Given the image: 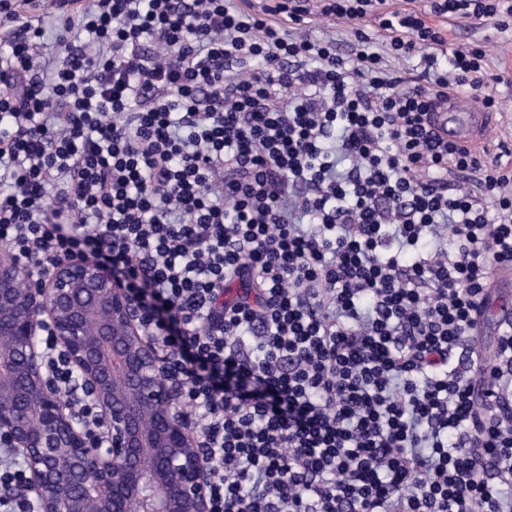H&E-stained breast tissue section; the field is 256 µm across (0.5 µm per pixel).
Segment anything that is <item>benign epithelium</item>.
<instances>
[{"label":"benign epithelium","mask_w":512,"mask_h":512,"mask_svg":"<svg viewBox=\"0 0 512 512\" xmlns=\"http://www.w3.org/2000/svg\"><path fill=\"white\" fill-rule=\"evenodd\" d=\"M48 329L104 416L98 443L47 379ZM0 435L24 458L40 512H211L210 470L157 347L94 261L36 279L0 248Z\"/></svg>","instance_id":"obj_1"}]
</instances>
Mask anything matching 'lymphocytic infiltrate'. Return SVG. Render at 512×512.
I'll return each instance as SVG.
<instances>
[{"instance_id": "1", "label": "lymphocytic infiltrate", "mask_w": 512, "mask_h": 512, "mask_svg": "<svg viewBox=\"0 0 512 512\" xmlns=\"http://www.w3.org/2000/svg\"><path fill=\"white\" fill-rule=\"evenodd\" d=\"M385 4L0 0V244L32 274L89 259L128 291L197 429L211 512H512V324L492 365L475 346L512 262V171L428 122L451 90L496 110L505 77L424 20L503 33L512 0ZM315 15L354 24L350 53ZM416 56L403 85L386 61ZM7 447L0 512H37ZM509 288H511L512 301V263H498L494 268L492 280L486 293L479 325L482 326L485 319L489 317L498 328L505 323L512 322V309L508 304L499 301L501 296L508 294Z\"/></svg>"}]
</instances>
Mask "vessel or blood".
Masks as SVG:
<instances>
[{"label":"vessel or blood","mask_w":512,"mask_h":512,"mask_svg":"<svg viewBox=\"0 0 512 512\" xmlns=\"http://www.w3.org/2000/svg\"><path fill=\"white\" fill-rule=\"evenodd\" d=\"M430 126L442 138L475 155L485 154L496 127L495 113L482 109H466L460 93L453 92L440 99L430 116ZM512 290V263H498L483 306V317L492 319L495 326L512 322V307L501 298Z\"/></svg>","instance_id":"1"}]
</instances>
